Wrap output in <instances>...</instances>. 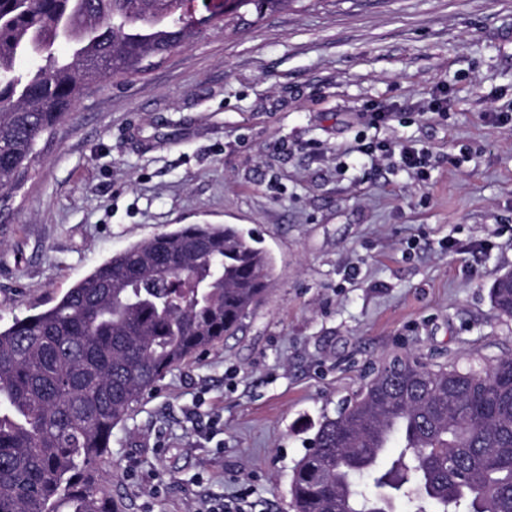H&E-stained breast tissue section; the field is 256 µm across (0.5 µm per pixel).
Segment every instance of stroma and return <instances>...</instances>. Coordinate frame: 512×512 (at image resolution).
Wrapping results in <instances>:
<instances>
[{"instance_id": "35a3bbf8", "label": "stroma", "mask_w": 512, "mask_h": 512, "mask_svg": "<svg viewBox=\"0 0 512 512\" xmlns=\"http://www.w3.org/2000/svg\"><path fill=\"white\" fill-rule=\"evenodd\" d=\"M225 24L92 88L0 211L1 323L181 224L237 225L273 258L241 330L113 428L125 512H295L319 423L383 363L512 358L489 297L512 269V0H293ZM369 105L402 119L372 128ZM360 138L437 162L421 179ZM350 151L371 157L380 152L377 158L383 161L394 157L398 151L400 163L414 174H422L426 168H431L434 158L432 151L425 146L417 147V145L405 143L394 145L381 142L365 143L363 139H358L356 145L350 147Z\"/></svg>"}]
</instances>
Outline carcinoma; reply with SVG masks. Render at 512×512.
I'll return each instance as SVG.
<instances>
[{
    "instance_id": "cac0c4a2",
    "label": "carcinoma",
    "mask_w": 512,
    "mask_h": 512,
    "mask_svg": "<svg viewBox=\"0 0 512 512\" xmlns=\"http://www.w3.org/2000/svg\"><path fill=\"white\" fill-rule=\"evenodd\" d=\"M190 0H0V207L39 141L92 86L215 28ZM241 10L293 0H237ZM65 50L60 52L57 46ZM270 254L234 224L181 225L112 254L34 314L0 324V512H122L97 445L172 368L237 332ZM493 308L512 300L491 288ZM512 512V358L485 369L383 366L319 424L293 470L295 512Z\"/></svg>"
}]
</instances>
